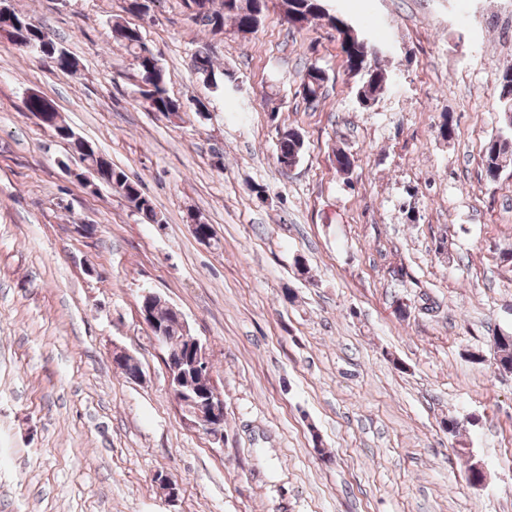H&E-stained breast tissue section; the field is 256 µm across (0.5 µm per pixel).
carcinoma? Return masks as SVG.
I'll use <instances>...</instances> for the list:
<instances>
[{
	"label": "carcinoma",
	"instance_id": "1",
	"mask_svg": "<svg viewBox=\"0 0 512 512\" xmlns=\"http://www.w3.org/2000/svg\"><path fill=\"white\" fill-rule=\"evenodd\" d=\"M208 10L203 16H193L197 25L208 30L212 34L224 31L226 21H233L237 30L250 32L260 23L263 6L267 0H238L229 4V0H207ZM288 7V18L294 25L302 29L308 22L315 18H323L321 6L322 0H282ZM113 38L120 42L133 56L136 62L140 79L150 86L146 91H140L142 104L150 112H163L178 115L180 104L172 99L166 89V73L154 57L143 55L146 43L142 40L139 31L125 25H116L112 28ZM15 45L21 48L35 50L41 46L49 45L52 52L42 54V57L50 60L54 66L62 71H68L76 67V62L67 51L48 36L40 26H32L28 19L18 14L14 15L11 30L6 33ZM343 63L347 72L358 82L361 98L375 95L385 87L387 74L382 67L381 60L377 59L380 47L370 40L363 45L358 41L345 38L340 43ZM194 66L197 73L205 82L218 86L232 82V76L224 75L219 79L212 67L209 49L202 47L194 54ZM328 74L320 67L311 66L302 79L301 94L303 100L308 103L318 101L324 94ZM499 91V112L502 124L512 131V122L507 121L506 114H512V67L500 71L495 78ZM304 141L301 135L294 130H286L280 134L277 149L289 155L301 158ZM512 157V137L498 134L491 137L485 144L482 165L485 177L489 181H495L500 175L503 163ZM107 186L117 185L122 190V196L130 202L143 217L150 221L156 220L154 208L149 199L142 195L138 185L130 182L126 175L113 168L104 176ZM496 350V362L505 369H512V337L509 335L498 336L494 339Z\"/></svg>",
	"mask_w": 512,
	"mask_h": 512
}]
</instances>
